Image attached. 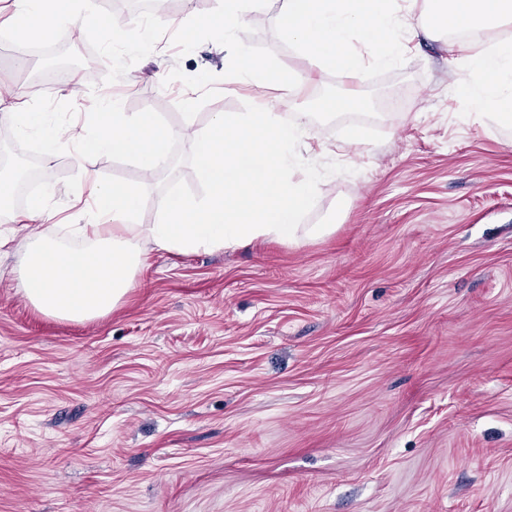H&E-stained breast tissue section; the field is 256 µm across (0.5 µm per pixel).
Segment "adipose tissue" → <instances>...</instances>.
<instances>
[{
  "mask_svg": "<svg viewBox=\"0 0 512 512\" xmlns=\"http://www.w3.org/2000/svg\"><path fill=\"white\" fill-rule=\"evenodd\" d=\"M22 13L38 17L29 37L40 39L60 26H75L93 36L100 23L81 16L71 0H15ZM230 65L239 76L302 91L303 77L262 69L249 53L235 49ZM0 120L14 130L35 135L41 146L42 174L50 176L61 150L76 156L112 154L133 159L141 170L155 174L178 129L163 126L157 113L134 117L99 108L97 131L81 136L49 125L42 113L22 104H7L0 96ZM306 126L282 120L272 112L215 115L209 127L189 138L191 154L207 197L195 200L179 194L163 199L162 214L153 224L137 223L140 194L119 183H96L90 191L102 218L98 224L73 225L69 237L36 232L16 269L19 290L39 312L84 321L111 313L134 284L142 264V243L170 253L200 249H234L259 239L284 244L300 236L325 234L327 225L301 226L313 205V179L293 180L291 155L305 136Z\"/></svg>",
  "mask_w": 512,
  "mask_h": 512,
  "instance_id": "adipose-tissue-1",
  "label": "adipose tissue"
}]
</instances>
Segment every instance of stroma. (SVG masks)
<instances>
[{
  "instance_id": "stroma-1",
  "label": "stroma",
  "mask_w": 512,
  "mask_h": 512,
  "mask_svg": "<svg viewBox=\"0 0 512 512\" xmlns=\"http://www.w3.org/2000/svg\"><path fill=\"white\" fill-rule=\"evenodd\" d=\"M104 29L62 27L50 43L99 63L77 85L38 87L49 56L26 19L0 73L61 127L92 134L93 104L133 116L220 112L295 121L355 91L311 125L293 176L320 174L303 217L317 238L217 252L145 245L109 315L66 321L34 309L13 268L28 229L0 210V512H512V131L462 115L454 37L419 35L378 80L312 66L276 37L283 0H263L236 46L312 78L309 97L245 81L212 32L181 24L217 0L149 13L88 0ZM26 54L29 70L14 61ZM10 167L40 168L35 137L0 132ZM137 186V220L167 192L202 197L186 139L154 177L128 158L58 155L45 207L96 220L85 176Z\"/></svg>"
}]
</instances>
